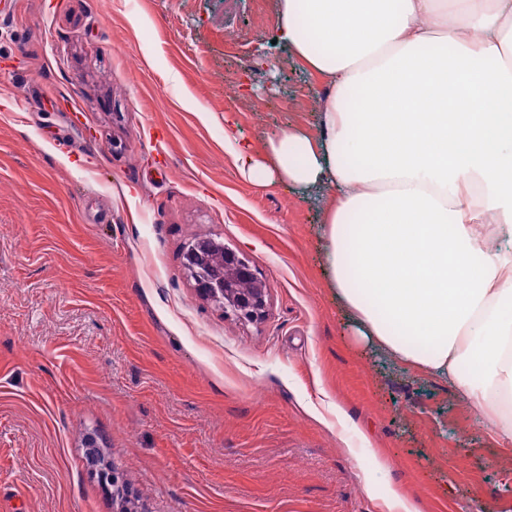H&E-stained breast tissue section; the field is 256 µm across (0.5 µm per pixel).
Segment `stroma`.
Segmentation results:
<instances>
[{
    "mask_svg": "<svg viewBox=\"0 0 512 512\" xmlns=\"http://www.w3.org/2000/svg\"><path fill=\"white\" fill-rule=\"evenodd\" d=\"M276 4L0 0V512H118L106 464L132 512H512V445L359 336L329 188L236 167L225 131L318 133ZM201 237L269 283L261 321L198 297Z\"/></svg>",
    "mask_w": 512,
    "mask_h": 512,
    "instance_id": "obj_1",
    "label": "stroma"
}]
</instances>
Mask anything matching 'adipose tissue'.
<instances>
[{
	"label": "adipose tissue",
	"instance_id": "ef3b65f1",
	"mask_svg": "<svg viewBox=\"0 0 512 512\" xmlns=\"http://www.w3.org/2000/svg\"><path fill=\"white\" fill-rule=\"evenodd\" d=\"M277 8L278 40L326 86L320 133L285 129L262 159L236 146L238 169L332 189L321 237L360 336L447 380L512 445V0Z\"/></svg>",
	"mask_w": 512,
	"mask_h": 512
}]
</instances>
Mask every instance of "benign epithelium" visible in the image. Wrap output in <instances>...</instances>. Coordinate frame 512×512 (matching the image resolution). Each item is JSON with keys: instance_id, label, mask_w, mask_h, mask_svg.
<instances>
[{"instance_id": "benign-epithelium-1", "label": "benign epithelium", "mask_w": 512, "mask_h": 512, "mask_svg": "<svg viewBox=\"0 0 512 512\" xmlns=\"http://www.w3.org/2000/svg\"><path fill=\"white\" fill-rule=\"evenodd\" d=\"M184 266L191 272L198 295L224 313L241 320L262 319L270 287L235 251L214 238H199L184 249Z\"/></svg>"}]
</instances>
